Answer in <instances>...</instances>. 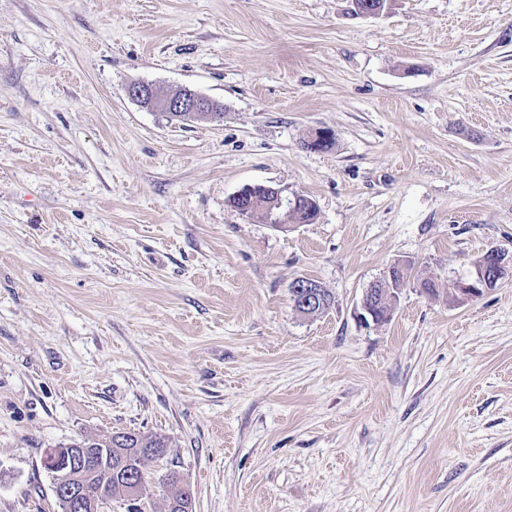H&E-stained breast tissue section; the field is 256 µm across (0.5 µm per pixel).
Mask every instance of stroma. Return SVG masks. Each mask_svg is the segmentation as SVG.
<instances>
[{
    "label": "stroma",
    "mask_w": 512,
    "mask_h": 512,
    "mask_svg": "<svg viewBox=\"0 0 512 512\" xmlns=\"http://www.w3.org/2000/svg\"><path fill=\"white\" fill-rule=\"evenodd\" d=\"M138 81L224 117L168 121ZM268 184L317 218L229 207ZM492 248L512 0H0V512H60L45 449L126 431L169 440L144 512L171 469L193 512H512V281L448 294ZM376 1V2H371ZM352 13L364 18H376L387 13L393 6L394 0H367L366 2H356L351 0ZM291 288L295 289L296 299L298 296H301L300 304H298L297 300H295V303H294L295 309L298 312L304 314V316L316 314V313H311V310L313 307H315L316 297H319V298L322 297L321 289H319V288H322V286L313 280H310L307 278H299L298 280H296L293 283ZM308 298L313 305H309ZM296 304H297V307H296Z\"/></svg>",
    "instance_id": "stroma-1"
}]
</instances>
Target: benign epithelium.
Wrapping results in <instances>:
<instances>
[{
  "label": "benign epithelium",
  "mask_w": 512,
  "mask_h": 512,
  "mask_svg": "<svg viewBox=\"0 0 512 512\" xmlns=\"http://www.w3.org/2000/svg\"><path fill=\"white\" fill-rule=\"evenodd\" d=\"M394 0H351L352 13L364 18H376L387 13L393 6ZM128 96L142 107L162 112L175 120H195L206 118L217 121L222 119L221 108L218 102L186 88L177 92L161 95L154 85L147 82H134L127 88ZM243 202L240 214L249 217L255 213L257 203L265 204L264 212L271 214L273 209L281 206L284 198V189L270 185L263 187L262 194L254 193V187L248 186L235 194ZM512 278V267L507 266L495 251H487L474 263L471 276L465 280L454 283L457 297L469 300L482 296L485 292L502 285ZM375 285L381 287L382 298L390 304L397 303L399 294L404 286L393 283L392 271H387ZM292 288L296 295L301 297V303L296 310L304 315L311 314L312 304L316 298L322 297L321 285L317 282L300 278ZM110 448H81L77 444L63 447L48 448L43 455L45 469L61 479L66 484L61 499L67 512H105L111 499L102 496H92L86 489L89 469L101 468L112 471Z\"/></svg>",
  "instance_id": "7a95c632"
}]
</instances>
